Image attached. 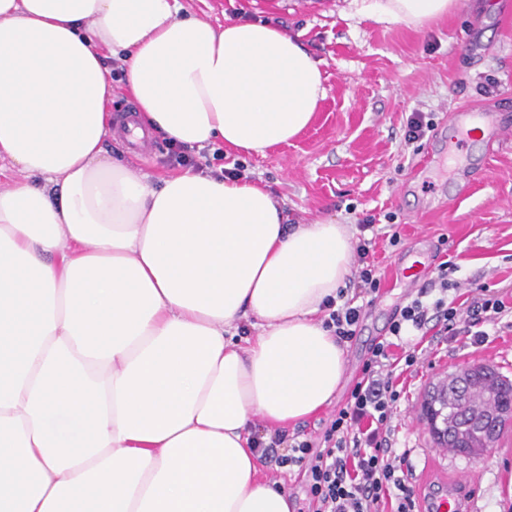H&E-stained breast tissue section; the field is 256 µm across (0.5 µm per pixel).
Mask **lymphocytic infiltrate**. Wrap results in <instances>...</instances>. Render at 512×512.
I'll use <instances>...</instances> for the list:
<instances>
[{"instance_id": "obj_1", "label": "lymphocytic infiltrate", "mask_w": 512, "mask_h": 512, "mask_svg": "<svg viewBox=\"0 0 512 512\" xmlns=\"http://www.w3.org/2000/svg\"><path fill=\"white\" fill-rule=\"evenodd\" d=\"M371 219L359 224L356 268L351 289H339L326 300V328L340 341L355 336L365 312L360 301L375 296L381 277L371 260L376 247L369 237ZM455 265L440 262L437 276L409 295L396 309L388 334L370 348L346 404L324 433V448L310 440L285 441L283 435L264 437L255 431L262 459L304 469L308 494L317 512H419L406 454L393 447L392 418L401 397L398 380L414 372L420 357L409 338L414 334L440 337L469 336L481 343L486 325H497L511 311L499 293L478 285L465 299L450 297L448 280Z\"/></svg>"}]
</instances>
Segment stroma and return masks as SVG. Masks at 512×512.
<instances>
[{
  "mask_svg": "<svg viewBox=\"0 0 512 512\" xmlns=\"http://www.w3.org/2000/svg\"><path fill=\"white\" fill-rule=\"evenodd\" d=\"M183 9L218 24L225 19L263 21L300 35L318 60L327 96L311 125L291 143L263 155L214 143L195 150L211 170L241 165L247 179L264 184L282 203L287 224L321 216L356 226L374 217L380 233L376 260L381 286L345 345L344 387L331 406L285 431L323 447L324 432L343 406L375 339L386 335L396 306L420 280L404 275L422 263L436 268L453 258L452 280L475 282L512 303V138L494 148L472 140L467 153L483 157L471 192L457 198L454 163L433 167L426 180L415 167L439 140L455 112L485 106L512 121V0H457L431 26L413 29L356 14L353 0H180ZM423 112L433 127L415 143L405 139L410 113ZM107 147L151 181L182 173L170 161L164 138L135 151L119 135ZM401 240L389 242L392 232ZM418 373L404 380L393 416L396 452H408L419 496L448 487L465 473L481 483L470 512H512V429L488 459L473 463L441 451L421 418L428 387L472 360L497 366L512 378V318L491 328L484 345L466 337L423 342Z\"/></svg>",
  "mask_w": 512,
  "mask_h": 512,
  "instance_id": "stroma-1",
  "label": "stroma"
}]
</instances>
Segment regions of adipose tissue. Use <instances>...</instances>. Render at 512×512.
<instances>
[{
	"mask_svg": "<svg viewBox=\"0 0 512 512\" xmlns=\"http://www.w3.org/2000/svg\"><path fill=\"white\" fill-rule=\"evenodd\" d=\"M456 0H364L423 28ZM135 137L287 143L326 96L318 60L265 23L179 0H0V512H296L261 474L267 432L330 405L345 346L320 319L352 235L288 229L261 185L116 160L105 55ZM255 336L240 335L241 325ZM105 66H106L107 73H108V79L110 80V82L112 83V86L114 88V91L112 94L113 119L118 125H120L121 123L124 122L125 118L128 115L132 114L131 112H133L136 107H135L134 103L132 102V98L119 88V86L121 85V83H120L121 79L116 81L117 75L120 71L119 70L120 62L108 54V55H106ZM112 68L113 69L119 68L116 73V77L113 79L111 77V72L113 71ZM127 111H130V112H127Z\"/></svg>",
	"mask_w": 512,
	"mask_h": 512,
	"instance_id": "adipose-tissue-1",
	"label": "adipose tissue"
}]
</instances>
